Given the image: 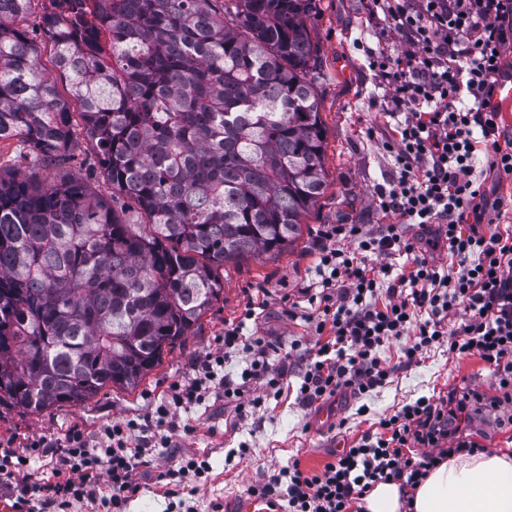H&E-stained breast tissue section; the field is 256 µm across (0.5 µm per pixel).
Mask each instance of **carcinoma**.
<instances>
[{"label":"carcinoma","mask_w":512,"mask_h":512,"mask_svg":"<svg viewBox=\"0 0 512 512\" xmlns=\"http://www.w3.org/2000/svg\"><path fill=\"white\" fill-rule=\"evenodd\" d=\"M31 2L0 0V142L62 166L80 122L102 179L0 171V406L42 412L135 389L215 270L292 246L326 172L316 0H58L40 27L67 97L16 27Z\"/></svg>","instance_id":"carcinoma-1"}]
</instances>
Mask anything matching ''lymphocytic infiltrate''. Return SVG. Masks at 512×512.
Segmentation results:
<instances>
[{
	"mask_svg": "<svg viewBox=\"0 0 512 512\" xmlns=\"http://www.w3.org/2000/svg\"><path fill=\"white\" fill-rule=\"evenodd\" d=\"M366 8L410 38L401 55L367 53L394 123L393 138L382 144L392 173L374 184L373 203L398 221L375 234L357 224H327L319 231L318 280L304 290L309 309L302 318L324 342L306 365L296 399L310 406L383 387L394 369L379 352L395 342L406 365L442 346L479 356L498 375L503 401L511 402L512 229L486 235L467 225L466 216L490 205L476 177L482 154H491L493 167L512 177V150L500 146L494 102L505 74L502 51L512 41V0H366ZM407 224L447 241L450 267L419 253L417 238L403 231ZM373 255L382 258L380 267L369 265ZM396 256L406 258L409 272H394ZM254 317V306L246 305L237 321L225 325L218 351L200 361L197 377L174 384L156 403L149 424L155 433L175 430L180 412L209 391L237 401L263 379L282 387L286 368L273 367L265 341L244 332ZM239 352L248 358L234 379L224 366ZM482 400L465 387L435 400L418 398L381 419L379 432L362 437L323 471L295 462L282 477L249 491L286 499L289 512H350L370 488L392 480L412 500L413 487L449 452L479 451L460 430ZM143 427L118 419L95 441L70 432L57 460V481L43 486L32 484L31 464L43 457L47 439L32 440L23 455L0 453V475L22 485L18 512L39 491L47 506L93 499L103 477L112 489V512H125L138 490L134 473L151 463L148 449L133 445Z\"/></svg>",
	"mask_w": 512,
	"mask_h": 512,
	"instance_id": "obj_1",
	"label": "lymphocytic infiltrate"
}]
</instances>
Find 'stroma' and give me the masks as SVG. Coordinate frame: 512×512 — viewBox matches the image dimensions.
<instances>
[{"instance_id":"1","label":"stroma","mask_w":512,"mask_h":512,"mask_svg":"<svg viewBox=\"0 0 512 512\" xmlns=\"http://www.w3.org/2000/svg\"><path fill=\"white\" fill-rule=\"evenodd\" d=\"M311 38L318 48L319 78L316 84L320 116L325 131L326 189L316 207L304 219L293 247L277 257L259 256L218 269L224 293L134 390L102 389L80 404L61 403L36 414L20 408H0V451H19L28 440L44 437L52 447L46 458L33 464L36 478L54 477V460L71 430H81L96 439L102 428L118 418L144 420L155 401L178 381L195 377L199 361L215 349L226 323L239 317L247 303H254L257 318L249 331L264 336L274 347L272 364L290 357L287 392L268 394L265 383H255L261 406L247 416H238L235 404L216 394L182 414L193 426L191 434L176 433L168 445H156L154 466L139 470V493L126 512H212V506L231 496L246 493L258 481L278 475L293 460L303 468L323 470L335 453L356 445L365 433L376 432L381 418L421 396H443L465 385L487 398L481 412L462 431L493 453L512 449V406L493 404L499 389L491 368L476 356H458L447 348H434L418 364L398 368V346L383 348L382 359L395 366L389 383L362 399L337 398L303 407L296 401L295 385L305 370L304 360L291 357V350L313 349L317 338L313 327L289 317L292 303H304L302 290L314 280L316 233L323 224H360L375 231L388 218L372 205V186L390 172L389 159L381 143L389 134L383 92L364 66L367 48H383L389 55L401 54L407 44L385 19H370L365 0H319L308 21ZM75 159L59 168L40 170L50 182L66 174H80L97 183L96 155L83 133L74 137ZM251 449L241 458L239 449ZM207 459V477H187L179 497L165 495L156 482L158 470L177 463L182 455Z\"/></svg>"}]
</instances>
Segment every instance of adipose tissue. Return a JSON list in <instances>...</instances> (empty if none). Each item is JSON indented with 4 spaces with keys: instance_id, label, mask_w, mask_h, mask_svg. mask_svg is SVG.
<instances>
[{
    "instance_id": "adipose-tissue-1",
    "label": "adipose tissue",
    "mask_w": 512,
    "mask_h": 512,
    "mask_svg": "<svg viewBox=\"0 0 512 512\" xmlns=\"http://www.w3.org/2000/svg\"><path fill=\"white\" fill-rule=\"evenodd\" d=\"M413 512H512V451L449 454L418 485Z\"/></svg>"
}]
</instances>
